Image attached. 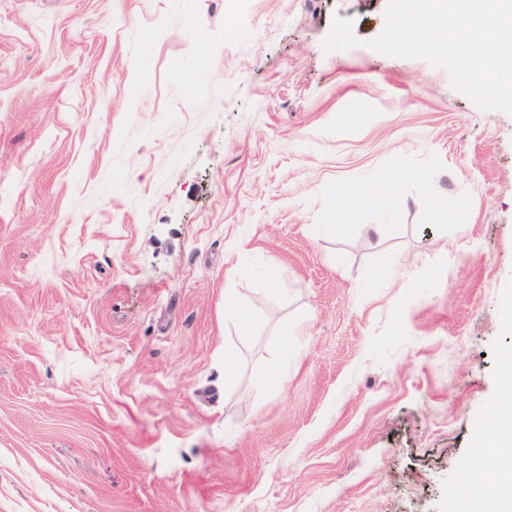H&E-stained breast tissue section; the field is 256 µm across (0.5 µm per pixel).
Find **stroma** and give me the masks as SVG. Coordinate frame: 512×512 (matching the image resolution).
<instances>
[{"instance_id":"35a3bbf8","label":"stroma","mask_w":512,"mask_h":512,"mask_svg":"<svg viewBox=\"0 0 512 512\" xmlns=\"http://www.w3.org/2000/svg\"><path fill=\"white\" fill-rule=\"evenodd\" d=\"M387 4L0 0V512H463L512 116L367 48ZM224 317L237 322L248 336H263L264 327L241 307L236 289H225Z\"/></svg>"}]
</instances>
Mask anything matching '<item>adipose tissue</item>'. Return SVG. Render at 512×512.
I'll list each match as a JSON object with an SVG mask.
<instances>
[{
	"label": "adipose tissue",
	"mask_w": 512,
	"mask_h": 512,
	"mask_svg": "<svg viewBox=\"0 0 512 512\" xmlns=\"http://www.w3.org/2000/svg\"><path fill=\"white\" fill-rule=\"evenodd\" d=\"M505 395L497 402L499 417L483 440L478 465L464 473L474 487L469 512H512V357H505L501 370Z\"/></svg>",
	"instance_id": "ef3b65f1"
}]
</instances>
